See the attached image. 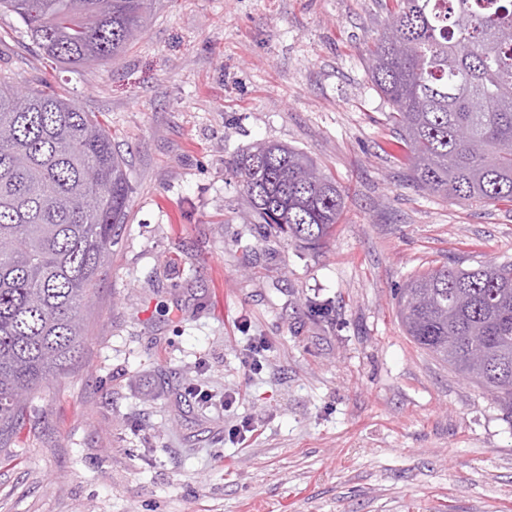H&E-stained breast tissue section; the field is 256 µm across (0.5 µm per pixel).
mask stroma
I'll list each match as a JSON object with an SVG mask.
<instances>
[{
  "label": "stroma",
  "mask_w": 512,
  "mask_h": 512,
  "mask_svg": "<svg viewBox=\"0 0 512 512\" xmlns=\"http://www.w3.org/2000/svg\"><path fill=\"white\" fill-rule=\"evenodd\" d=\"M151 15L73 72L0 11V69L98 113L134 187L78 358L0 448V512H512V416L414 345L397 303L428 267L512 261V206L410 181L369 78L381 0ZM262 141L340 188L322 248L250 216L224 163Z\"/></svg>",
  "instance_id": "stroma-1"
}]
</instances>
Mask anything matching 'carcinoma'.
Listing matches in <instances>:
<instances>
[{
  "label": "carcinoma",
  "mask_w": 512,
  "mask_h": 512,
  "mask_svg": "<svg viewBox=\"0 0 512 512\" xmlns=\"http://www.w3.org/2000/svg\"><path fill=\"white\" fill-rule=\"evenodd\" d=\"M150 0H0L53 63L107 65L147 26ZM369 77L392 108L413 184L443 198L512 204V0H392ZM226 169L259 224L314 250L343 198L305 152L253 144ZM133 186L94 112L49 84L0 72V447L25 401L83 342ZM411 342L494 393L512 415V263L440 265L402 288ZM486 334V363L469 337Z\"/></svg>",
  "instance_id": "obj_1"
}]
</instances>
